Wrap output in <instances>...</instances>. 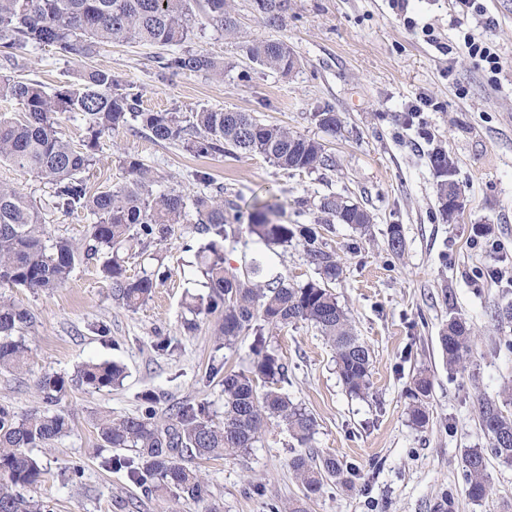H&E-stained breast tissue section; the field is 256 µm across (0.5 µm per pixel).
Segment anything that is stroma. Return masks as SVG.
I'll use <instances>...</instances> for the list:
<instances>
[{"label":"stroma","instance_id":"stroma-1","mask_svg":"<svg viewBox=\"0 0 512 512\" xmlns=\"http://www.w3.org/2000/svg\"><path fill=\"white\" fill-rule=\"evenodd\" d=\"M279 25H265L254 0H230L238 32L229 36L199 21L181 51L204 50L223 59L224 75L173 74L162 62L170 48L135 41L98 45L86 59L55 47L31 48L7 61L0 76L41 82L55 91L84 69L119 73L143 108L190 119L201 108L247 112L268 124L301 132L324 143L331 168L285 171L260 155L200 156L182 143L154 141L144 130L99 137L92 164L81 178L89 192L124 184L126 157L143 163L157 191L189 198L223 194L236 214L235 233L224 242L229 268L259 264L260 280L282 276L304 284L319 275L303 249V234L317 227L342 273L331 285L353 331L371 350L370 389L350 394L336 369L330 343L312 325L299 322L264 338L288 368L282 390L315 421L311 448L335 454L353 472L349 487L325 482L305 499L308 512H444L445 493L453 512H505L512 505V466L490 460L491 495L482 502L466 493L462 457L489 445L477 418L478 397L496 395L512 380V324L492 318L495 306L512 301V0H480V13L463 16L453 0H408L412 27L392 21L391 0H283ZM492 43L504 60L496 82L458 50L464 33ZM254 40L281 41L298 59L282 75L246 53ZM435 103L420 117L434 131V143L406 126L405 111L417 94ZM334 112L337 135L326 133L317 115ZM452 163L451 179L461 196L455 220L442 212L433 149ZM20 189L40 208L49 236L82 240L94 218L56 208L54 187L34 174L0 163V183ZM336 193L370 213L361 232L346 224L314 225L300 200ZM277 196L280 223L295 236L285 246H266L251 229L255 199ZM405 240L401 254L387 247L391 225ZM200 225H173L170 235L145 251L126 256L129 276L152 274L150 300L128 308L115 300L112 283L97 264H77L67 283L52 292L12 289L34 313L21 336L31 359L19 373H0V405L24 412L42 404L37 390L47 374L70 379L64 406L73 418L71 434L51 447L35 449L44 474L25 496L48 512H201L200 504L151 498L126 470L112 467L117 450L101 447L91 416L100 410L126 417L140 413L152 394L158 415L183 404H204L224 416L219 380L210 366L250 371L255 336L246 332L224 346L215 330L218 313L191 315L208 298L201 250L210 241ZM466 319L477 334L465 371L450 372L438 336L450 316ZM195 319L196 331L182 324ZM114 361L127 376L122 386L92 389L76 382L88 362ZM432 379L430 423L415 428L408 417L410 390L419 373ZM300 449L285 426L270 425L254 448L215 461H197L222 512H269L304 499L289 459ZM79 462L84 475L69 481L65 466Z\"/></svg>","mask_w":512,"mask_h":512}]
</instances>
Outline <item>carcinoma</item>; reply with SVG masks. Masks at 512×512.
I'll list each match as a JSON object with an SVG mask.
<instances>
[{"label":"carcinoma","instance_id":"1","mask_svg":"<svg viewBox=\"0 0 512 512\" xmlns=\"http://www.w3.org/2000/svg\"><path fill=\"white\" fill-rule=\"evenodd\" d=\"M199 4L203 18L227 33L237 31L228 0H0V47L11 58L30 46H54L64 55L88 58L99 44L134 40L166 47L186 41L197 15L191 4ZM265 24L281 21V3L255 0ZM252 61L288 75L287 44L259 41L248 47ZM164 68L174 73L224 74V62L205 51L173 54ZM0 99L15 103L19 112L0 118V162L28 171L55 186L56 205L66 212L85 210L96 218L83 241L45 234L37 205L24 193L0 184V287L50 291L69 279L81 259L100 262V269L112 281L113 296L128 308L147 301L156 283L144 274L129 277L119 251L142 249L163 240L171 225L184 220L187 197L180 192L156 193L148 171L141 162L125 160L131 180L119 187L90 194L78 175L93 162L96 139L136 122L157 142H181L197 155L260 154L288 171H310L334 166L323 143L286 127L265 124L246 112L202 109L192 114V122L182 124L175 112H151L141 107L140 98L118 74L89 68L77 82L49 94L36 81L0 77ZM82 116L91 134L77 146L57 136L56 116ZM192 206L202 231L227 238L236 217L218 196L198 197ZM280 205L258 201L251 214L252 232L266 245H286L294 232L286 224L273 222ZM317 224H349L367 227L365 212L340 195L320 198L315 205ZM304 250L317 267L320 280L297 285L286 278L261 283L255 280L260 267L238 273L225 266L224 249L217 239L210 241L204 256V273L210 288L207 312L221 311L217 335L224 345L256 331L252 347L253 370L209 368L208 377L222 376L224 418L214 419L205 405H183L162 421L154 400L145 398L137 416L115 417L98 411L93 426L104 448L134 452L116 458L128 478L148 496L186 497L206 506V512H220L212 502L210 485L185 464L183 455L199 459H220L254 446L271 422L283 424L297 442L305 446L315 430L312 415L298 408L278 385L287 374L275 351L268 349L264 326L282 328L297 322L313 325L336 350V366L346 389L361 395L369 389L371 350L353 332L345 310L330 291L329 284L342 269L336 255L323 246L321 236L309 230ZM35 321L30 309L12 298L0 296V370L21 372L29 351L20 330ZM450 369H463L474 345V334L462 317L448 320L439 337ZM123 369L116 364H87L78 381L96 389L122 384ZM69 380L61 375H45L38 383L43 408L17 412L0 405V512H43V504L28 499L20 489L34 485L43 474L33 449L45 448L67 436L72 429L70 414L60 407L68 394ZM430 380L421 375L414 381L411 423L417 428L429 424L427 399ZM512 384L501 398L483 397L478 403L481 427L489 436L488 450L471 448L462 459L466 492L476 502L492 492L489 458L512 466ZM301 482L305 499L288 504V512H307L306 500L317 494L325 481L348 482L331 454L297 452L289 461Z\"/></svg>","mask_w":512,"mask_h":512}]
</instances>
